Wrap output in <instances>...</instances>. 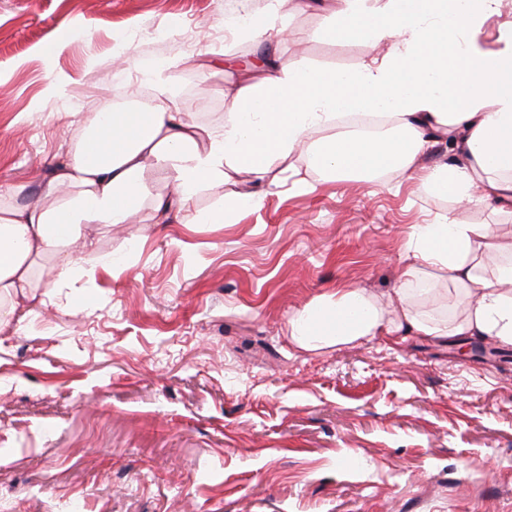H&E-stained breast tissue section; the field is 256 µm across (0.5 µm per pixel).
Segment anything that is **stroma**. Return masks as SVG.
I'll list each match as a JSON object with an SVG mask.
<instances>
[{
	"instance_id": "stroma-1",
	"label": "stroma",
	"mask_w": 512,
	"mask_h": 512,
	"mask_svg": "<svg viewBox=\"0 0 512 512\" xmlns=\"http://www.w3.org/2000/svg\"><path fill=\"white\" fill-rule=\"evenodd\" d=\"M267 0H0V204L67 163L84 121L157 85L205 127L254 74L224 26ZM281 54L344 71L380 55L286 19ZM61 44L42 58L45 44ZM57 91H50V84ZM300 172L308 189L293 186ZM233 223L99 226L91 251L0 330V512H512V348L407 335L308 352L288 319L340 285L386 300L412 225L512 216L396 171L339 181L298 154Z\"/></svg>"
}]
</instances>
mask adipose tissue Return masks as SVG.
<instances>
[{
	"label": "adipose tissue",
	"instance_id": "ef3b65f1",
	"mask_svg": "<svg viewBox=\"0 0 512 512\" xmlns=\"http://www.w3.org/2000/svg\"><path fill=\"white\" fill-rule=\"evenodd\" d=\"M504 0H307L324 10L333 40H371L382 56L351 71L300 67L283 59L284 18L292 0L234 26L236 38L262 44L253 64L260 77L225 96L224 121L202 127L171 111L164 97L143 107L88 119L70 161L55 169L42 193L50 206L0 208V325L30 300L34 266L55 260L58 276L76 261L74 249L90 225L128 223L145 201L159 219L179 204L196 223L201 189L224 185L239 170L277 189L272 171L293 154L327 174L398 171L425 192L458 204L512 210V18ZM351 112L384 113V134L363 131L321 137ZM447 143L448 161L427 167L421 158ZM164 172L174 198L153 196L146 164ZM402 283L387 304L346 286L288 319L296 346L316 351L408 332L433 339L492 338L512 347V229L462 224L445 216L413 225L404 245ZM445 273L458 311L424 308L414 289L437 291L433 272Z\"/></svg>",
	"mask_w": 512,
	"mask_h": 512
}]
</instances>
